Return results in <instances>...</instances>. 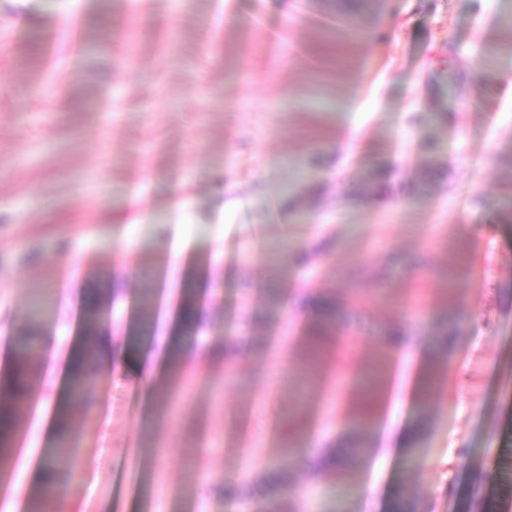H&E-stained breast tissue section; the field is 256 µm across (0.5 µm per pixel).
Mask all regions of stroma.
<instances>
[{
    "label": "stroma",
    "mask_w": 512,
    "mask_h": 512,
    "mask_svg": "<svg viewBox=\"0 0 512 512\" xmlns=\"http://www.w3.org/2000/svg\"><path fill=\"white\" fill-rule=\"evenodd\" d=\"M452 50L471 73L453 86ZM502 72L512 0H375L352 20L341 0H0V372L7 337L47 350L0 512H27L14 489L47 466L57 512H252L285 457L276 512H461L477 486L512 512ZM384 166L387 199L356 200ZM177 249L206 312L191 346L165 288ZM116 274L136 342L67 404L72 448L44 464L62 350ZM307 293L351 304L321 351ZM394 329L438 370L428 411H406L418 466L376 462L383 415L316 472L304 449L374 405Z\"/></svg>",
    "instance_id": "obj_1"
}]
</instances>
